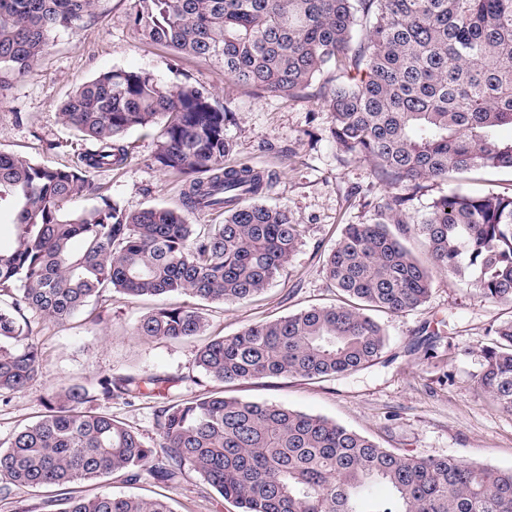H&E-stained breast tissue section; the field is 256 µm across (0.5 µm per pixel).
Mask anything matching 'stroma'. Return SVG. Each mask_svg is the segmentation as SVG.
<instances>
[{
    "instance_id": "stroma-1",
    "label": "stroma",
    "mask_w": 512,
    "mask_h": 512,
    "mask_svg": "<svg viewBox=\"0 0 512 512\" xmlns=\"http://www.w3.org/2000/svg\"><path fill=\"white\" fill-rule=\"evenodd\" d=\"M137 7L138 0H97L91 21L77 33L52 38L28 77L0 83V153L51 168L84 170L93 191L70 201L66 209L71 213L105 198L130 213L154 205L180 207V176L151 163L157 128L127 133L123 164L90 168L85 156L94 143L64 125L56 107L75 89L114 68L147 72L164 82L187 81L204 87L234 112L225 166L246 163L274 171L277 182L263 201L286 208L301 224L302 243L263 293L240 303L107 292L64 322L28 313L41 351L40 374L26 389L0 396V445L44 412L43 401L57 385L81 384L92 390L104 376L157 375L168 379L169 389L149 391L132 401L98 399L92 406L154 445L161 406L221 390L241 400L325 417L401 455L460 456L512 468V412L478 383L488 330L512 319V303L481 301L474 288L447 275H434L424 306L401 314L376 313L386 346L373 365L323 380L286 376L223 385L199 371L200 339L135 335L139 320L163 304L201 307L210 336H230L253 323L334 304L338 295L323 268L327 254L345 225L375 222L377 202L391 193L368 162L337 147L318 86L292 99L237 86L217 61L144 40L132 24ZM454 190L511 195L512 175L478 172L460 180L427 182L405 210L407 224L422 222L432 201ZM167 493L176 512H239L190 469Z\"/></svg>"
}]
</instances>
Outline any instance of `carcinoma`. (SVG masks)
Masks as SVG:
<instances>
[{"label": "carcinoma", "instance_id": "1", "mask_svg": "<svg viewBox=\"0 0 512 512\" xmlns=\"http://www.w3.org/2000/svg\"><path fill=\"white\" fill-rule=\"evenodd\" d=\"M96 0H0V77H27L51 38L93 18ZM144 38L224 65L234 83L293 96L324 73L360 77L323 87L331 133L346 154L369 161L390 186L481 170L512 172V0H138ZM62 123L98 149L87 166L124 161L131 130L162 124L152 163L183 176L182 209L127 213L107 199L75 216L90 191L85 174L0 154V202L12 203L14 238L0 243V394L39 375V349L24 311L63 321L94 297L183 293L236 303L262 292L302 239L288 211L257 202L276 174L224 166L232 113L206 90L111 69L58 108ZM410 197L377 205L373 224H348L325 273L344 301L249 325L205 343L197 366L221 382L346 375L386 344L367 310L400 314L428 299L432 271L469 282L488 302L512 303V196L452 191L417 225L429 264L401 236ZM216 211L224 223L193 236L186 213ZM191 307H159L136 335H203ZM480 387L512 411V320L490 328ZM164 379L97 381L100 394L137 398ZM79 384L51 392L46 412L0 451V500L40 497L42 512H173L165 499L59 492L122 473L174 483L189 465L240 512H363L376 485L389 498L370 512H512V468L463 457L405 456L321 416L214 392L159 410L160 443L91 408Z\"/></svg>", "mask_w": 512, "mask_h": 512}]
</instances>
